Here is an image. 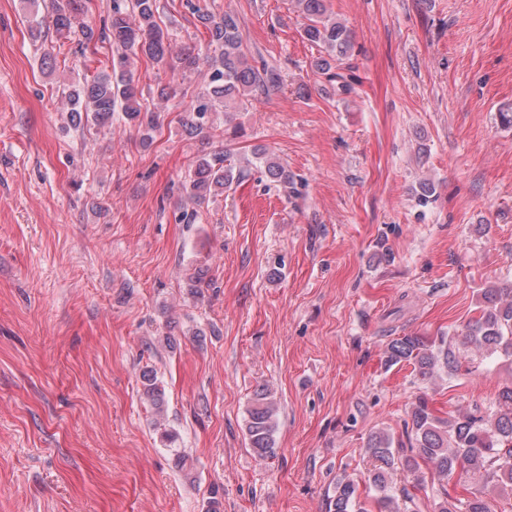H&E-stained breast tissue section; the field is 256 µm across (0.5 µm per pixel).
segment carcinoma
<instances>
[{
    "label": "carcinoma",
    "instance_id": "carcinoma-1",
    "mask_svg": "<svg viewBox=\"0 0 512 512\" xmlns=\"http://www.w3.org/2000/svg\"><path fill=\"white\" fill-rule=\"evenodd\" d=\"M295 6L303 20L302 37L324 50L314 60L315 69L337 90L347 91L348 84L336 72V63L350 55V29L328 14L325 0H295ZM186 7L204 28L211 54L202 57L188 51L177 57L178 65L172 66L168 32L158 22V0H113L108 21L100 27L87 20L81 0H52L54 32L75 40L78 52L92 51L99 43L121 51L112 58L110 71L86 77L64 93L67 125L110 126L113 113L119 109L125 125L143 133V140L151 139V132L159 127V115L143 104L142 90L131 72V59L137 57L168 66L173 73L206 68L203 92L182 119L189 136L205 133L218 108L240 105L281 86L277 67L249 56L234 13L226 11L218 16L191 0H186ZM254 155L263 163L270 181L294 185L288 169L265 149L255 148ZM242 176V170L225 164L224 155L213 154L201 158L190 171L185 190L199 206ZM463 352L481 361L499 355L512 357V286L484 289L480 316L460 335L442 334L430 340L417 335L390 338L384 350V365L391 368L408 364L423 379H441L459 373ZM141 381L144 395L156 409H162L165 397L156 369H143ZM246 414L249 448L262 459L275 457L278 406L272 392L266 387L257 390ZM366 452L372 461L366 484L374 492L381 512H491L493 495L512 488V384L504 386L484 412L477 407L440 417L420 398L404 422L403 437L375 432L367 441ZM423 465L440 484L422 481L410 488L398 485L397 471L414 474ZM457 473L466 476L471 486L466 496L453 498L441 481ZM331 507L332 512H366L359 484L348 477L337 479Z\"/></svg>",
    "mask_w": 512,
    "mask_h": 512
}]
</instances>
